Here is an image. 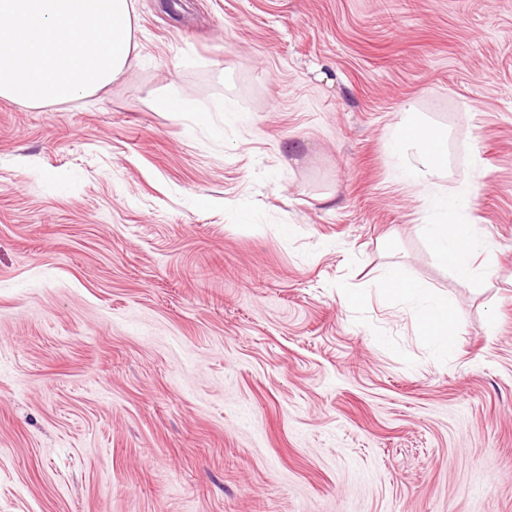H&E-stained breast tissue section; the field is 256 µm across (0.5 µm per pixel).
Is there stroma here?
<instances>
[{
  "label": "stroma",
  "instance_id": "1",
  "mask_svg": "<svg viewBox=\"0 0 512 512\" xmlns=\"http://www.w3.org/2000/svg\"><path fill=\"white\" fill-rule=\"evenodd\" d=\"M136 27L93 96L0 98V512H512V0H137ZM409 109L448 135L421 185ZM435 193L469 200L476 281ZM407 112V117L392 141L391 150L393 154L404 158L409 151H416L422 161V167L405 168L403 177L410 184L418 185L427 174L447 167V134L429 130L414 119L412 110L409 109ZM465 198L440 196L435 200L436 219L427 225V233L434 245L439 259L449 264L455 274L463 280L472 275V260L475 238L472 226L461 221H448V215L457 213L466 207ZM383 285L390 293L400 294L413 302L423 315L425 335L438 356H448L455 349L452 314L448 305L437 302L428 288L417 281L404 278L396 267L387 270Z\"/></svg>",
  "mask_w": 512,
  "mask_h": 512
}]
</instances>
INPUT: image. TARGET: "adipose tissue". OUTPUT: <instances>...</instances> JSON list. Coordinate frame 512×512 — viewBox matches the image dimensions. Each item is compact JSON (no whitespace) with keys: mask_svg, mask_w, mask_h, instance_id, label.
<instances>
[{"mask_svg":"<svg viewBox=\"0 0 512 512\" xmlns=\"http://www.w3.org/2000/svg\"><path fill=\"white\" fill-rule=\"evenodd\" d=\"M136 0H0V98L25 107L65 104L94 95L123 74L133 51ZM393 154L416 151L422 164L405 168L420 184L447 167V137L406 117L391 144ZM466 199L438 197L427 233L439 259L463 280L472 275L475 238L471 225L453 220ZM388 292L413 302L437 355L455 349L452 314L427 288L389 268Z\"/></svg>","mask_w":512,"mask_h":512,"instance_id":"adipose-tissue-1","label":"adipose tissue"}]
</instances>
